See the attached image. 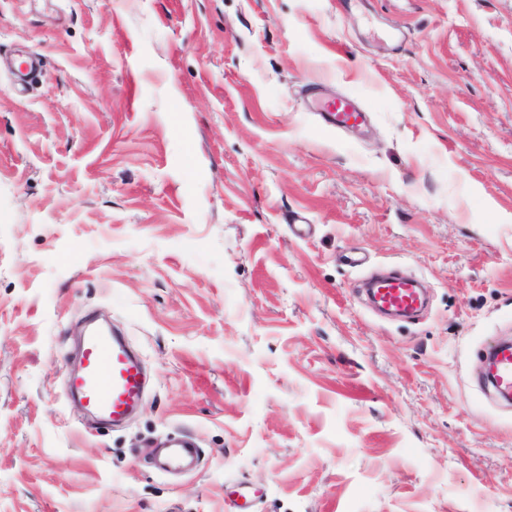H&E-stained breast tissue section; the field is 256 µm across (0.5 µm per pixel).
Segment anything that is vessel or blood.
Here are the masks:
<instances>
[{"mask_svg":"<svg viewBox=\"0 0 512 512\" xmlns=\"http://www.w3.org/2000/svg\"><path fill=\"white\" fill-rule=\"evenodd\" d=\"M315 111L339 129L360 127L365 113L358 102L347 96H331L323 86L312 90ZM374 296L384 307L402 311L418 308L419 299L410 280L394 275L376 281ZM488 354L493 370L480 380V389L492 390L500 397L512 395V344L492 346ZM67 383L74 398L106 422L123 421L138 408L145 397L146 376L140 356L125 337L101 326H92L83 339L79 368L68 373ZM199 450L192 436L184 435L168 442L159 466L166 472H184L197 461Z\"/></svg>","mask_w":512,"mask_h":512,"instance_id":"vessel-or-blood-1","label":"vessel or blood"}]
</instances>
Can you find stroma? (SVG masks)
<instances>
[{
    "label": "stroma",
    "mask_w": 512,
    "mask_h": 512,
    "mask_svg": "<svg viewBox=\"0 0 512 512\" xmlns=\"http://www.w3.org/2000/svg\"><path fill=\"white\" fill-rule=\"evenodd\" d=\"M1 51L42 71H0V512H512V0H0ZM93 311L151 380L120 428L67 398ZM312 102L315 112H320L333 127L356 129L364 122L365 112L356 100L347 96L327 95L323 86L313 88ZM367 293L371 299L375 297L387 308L413 311L419 307V299L411 281L399 275L374 282V288L368 289ZM493 358V370L485 379L478 382L481 390L490 389L498 397L512 395V345L510 342L498 343L488 351ZM199 450L193 437L183 435L170 440L160 458L159 467L165 472H184L198 460Z\"/></svg>",
    "instance_id": "1"
}]
</instances>
